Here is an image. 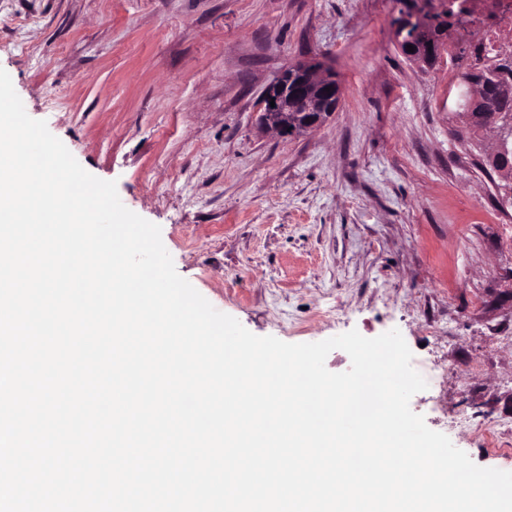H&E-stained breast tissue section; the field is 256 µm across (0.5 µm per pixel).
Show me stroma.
I'll return each mask as SVG.
<instances>
[{"label":"stroma","mask_w":512,"mask_h":512,"mask_svg":"<svg viewBox=\"0 0 512 512\" xmlns=\"http://www.w3.org/2000/svg\"><path fill=\"white\" fill-rule=\"evenodd\" d=\"M298 61L335 70L339 106L266 132ZM0 68L215 309L287 343L399 330L428 383L411 410L512 471V180L480 169L496 132L449 111L447 59L402 54L389 0H0Z\"/></svg>","instance_id":"1"}]
</instances>
